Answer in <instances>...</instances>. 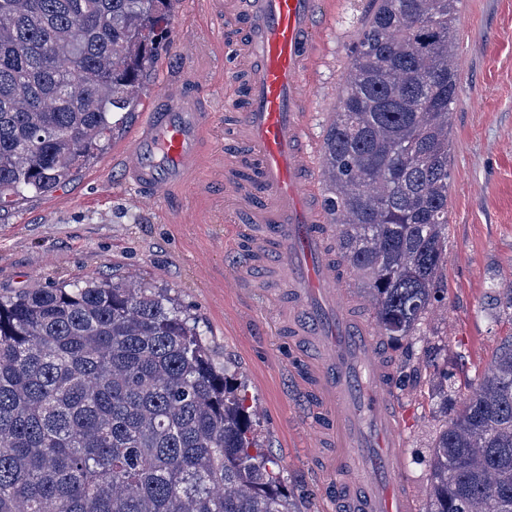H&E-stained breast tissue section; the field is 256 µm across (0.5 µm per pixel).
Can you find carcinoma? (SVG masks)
I'll list each match as a JSON object with an SVG mask.
<instances>
[{
    "label": "carcinoma",
    "mask_w": 512,
    "mask_h": 512,
    "mask_svg": "<svg viewBox=\"0 0 512 512\" xmlns=\"http://www.w3.org/2000/svg\"><path fill=\"white\" fill-rule=\"evenodd\" d=\"M460 0H377L323 143L336 265L382 335L442 301ZM174 0H0V211L90 164L139 105ZM448 407V359L435 358ZM234 365L167 293L99 279L0 293V512H295ZM425 512H512V336L429 457Z\"/></svg>",
    "instance_id": "cac0c4a2"
}]
</instances>
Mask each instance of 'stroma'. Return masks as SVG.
Masks as SVG:
<instances>
[{"label": "stroma", "mask_w": 512, "mask_h": 512, "mask_svg": "<svg viewBox=\"0 0 512 512\" xmlns=\"http://www.w3.org/2000/svg\"><path fill=\"white\" fill-rule=\"evenodd\" d=\"M374 0H332L318 19L319 51L309 79L305 138L313 184L323 193L322 146L342 78ZM224 14L210 0H176L168 47L145 83L141 106L113 130L103 152L53 192L19 198L0 213V289L47 288L88 276H131L169 294L193 314L216 363L231 361L260 444L277 454L297 512H327L325 481L309 456L306 393L295 372L302 348L274 334L267 279L242 288L253 262L237 251L233 225L246 211L228 196L224 165L236 152L224 109ZM458 100L452 110L445 299L419 344H382L404 415L403 457L416 504H424L428 459L447 420L432 396L437 378L428 346L448 352V392L462 399L493 359L512 319L496 289L512 286V0H462L455 21ZM199 82L212 126L188 184L158 200L139 198L123 179V152L147 109L178 83Z\"/></svg>", "instance_id": "obj_1"}]
</instances>
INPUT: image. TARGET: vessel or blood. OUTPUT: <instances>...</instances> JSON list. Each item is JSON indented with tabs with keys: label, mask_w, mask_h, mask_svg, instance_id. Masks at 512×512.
<instances>
[{
	"label": "vessel or blood",
	"mask_w": 512,
	"mask_h": 512,
	"mask_svg": "<svg viewBox=\"0 0 512 512\" xmlns=\"http://www.w3.org/2000/svg\"><path fill=\"white\" fill-rule=\"evenodd\" d=\"M324 6V0H236L240 25L224 44L240 49L249 67L226 73L224 106L237 114L249 176H230L226 184L257 203L253 221L261 230L247 237L250 253L281 255L270 272L283 312L279 327L320 352L303 383L312 400L309 427L334 447L327 497L333 512H416L405 490L394 384L378 351L379 332L348 311L345 279L330 250L335 228L309 188L308 71ZM209 128L196 92L164 93L128 145V185L156 196L183 183Z\"/></svg>",
	"instance_id": "vessel-or-blood-1"
}]
</instances>
